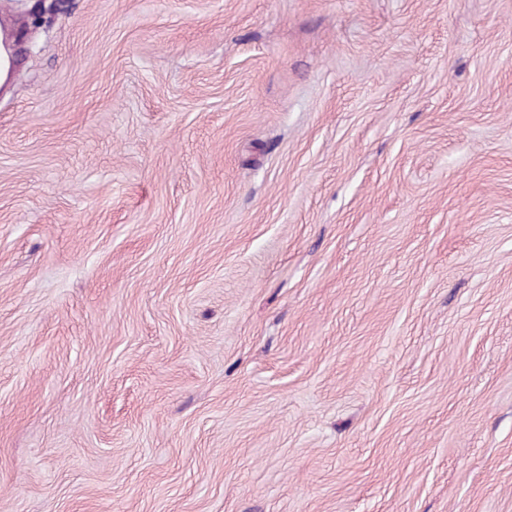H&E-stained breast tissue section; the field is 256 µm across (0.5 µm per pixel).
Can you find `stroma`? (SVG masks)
Masks as SVG:
<instances>
[{
  "label": "stroma",
  "mask_w": 512,
  "mask_h": 512,
  "mask_svg": "<svg viewBox=\"0 0 512 512\" xmlns=\"http://www.w3.org/2000/svg\"><path fill=\"white\" fill-rule=\"evenodd\" d=\"M0 22V512H512V0Z\"/></svg>",
  "instance_id": "stroma-1"
}]
</instances>
